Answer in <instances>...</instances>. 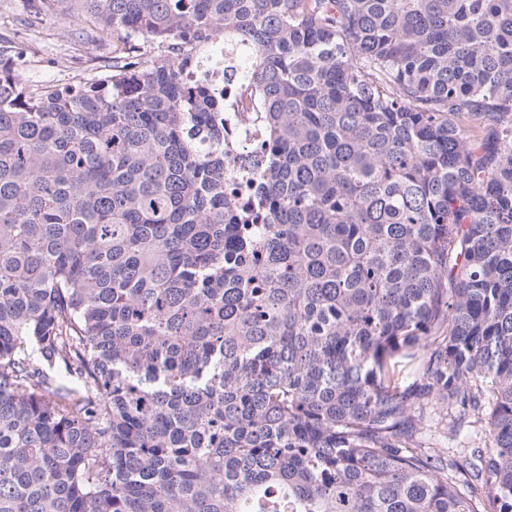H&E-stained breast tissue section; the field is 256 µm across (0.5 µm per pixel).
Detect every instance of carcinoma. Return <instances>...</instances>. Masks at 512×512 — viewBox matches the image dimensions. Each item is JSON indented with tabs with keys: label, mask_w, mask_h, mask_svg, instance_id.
Masks as SVG:
<instances>
[{
	"label": "carcinoma",
	"mask_w": 512,
	"mask_h": 512,
	"mask_svg": "<svg viewBox=\"0 0 512 512\" xmlns=\"http://www.w3.org/2000/svg\"><path fill=\"white\" fill-rule=\"evenodd\" d=\"M80 2L91 79L0 37V512H512V0ZM228 52L222 35L202 53L199 72L189 74L186 80L192 82L198 76L205 77L214 88L224 90V112L230 135L226 147L227 172L230 183L241 184L254 181L245 174L249 166L244 160L256 155L255 147L263 139V133L255 119L260 104L250 86L246 82L236 86L235 81L224 80V56ZM445 404L440 402L437 406H435V414L431 415V419L425 421L421 425V436L422 443L425 447L431 448H473L479 446L480 448H484L486 444H488L485 429L486 423L483 421L482 423L477 422L473 423L471 427H465L462 431L460 437L455 441H448V437L443 433L441 423L437 424L440 421V418L444 417Z\"/></svg>",
	"instance_id": "obj_1"
}]
</instances>
